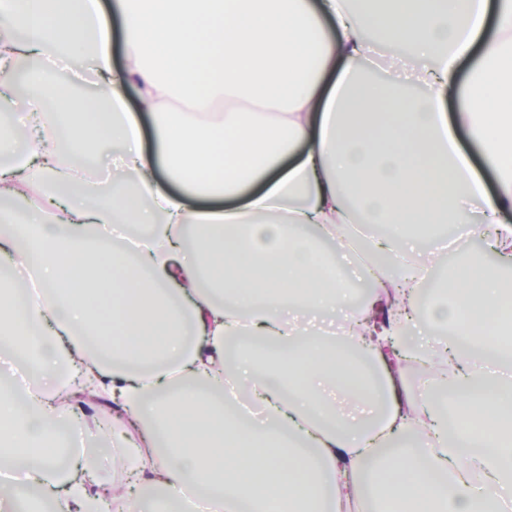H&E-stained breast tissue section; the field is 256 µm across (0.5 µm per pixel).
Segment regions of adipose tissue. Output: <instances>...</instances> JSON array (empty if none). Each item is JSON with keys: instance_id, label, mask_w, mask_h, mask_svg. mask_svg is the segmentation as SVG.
Returning <instances> with one entry per match:
<instances>
[{"instance_id": "obj_1", "label": "adipose tissue", "mask_w": 512, "mask_h": 512, "mask_svg": "<svg viewBox=\"0 0 512 512\" xmlns=\"http://www.w3.org/2000/svg\"><path fill=\"white\" fill-rule=\"evenodd\" d=\"M113 13L119 67L100 0H0V65L33 76L22 113L0 81V254L42 288L25 307L0 294V341L27 360L23 389L0 387V467L30 460L24 484L55 512H138L137 485L161 490L153 512H182L189 490L205 512H500L512 380L457 351L512 362L501 273L465 257L428 295L404 227L454 224L465 241L482 221L512 258V0H389L371 42L351 0H115ZM379 41L403 62L381 84L363 76ZM353 223L389 227L365 240L359 302L319 247ZM341 307L349 335L389 310L365 363L287 320ZM420 316L431 331L415 340ZM395 336L403 362L447 365L451 402L433 377L394 384ZM84 394L120 433L91 458L56 443Z\"/></svg>"}]
</instances>
